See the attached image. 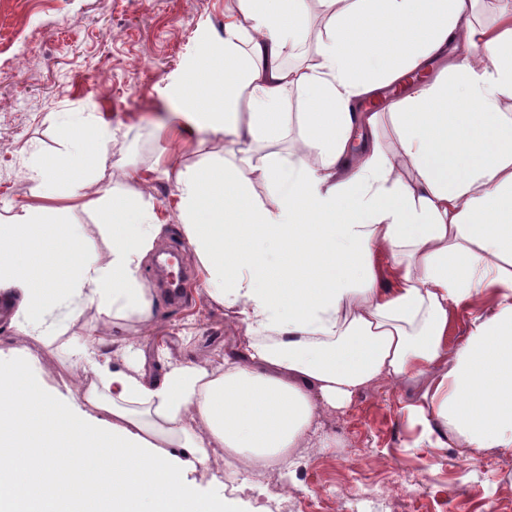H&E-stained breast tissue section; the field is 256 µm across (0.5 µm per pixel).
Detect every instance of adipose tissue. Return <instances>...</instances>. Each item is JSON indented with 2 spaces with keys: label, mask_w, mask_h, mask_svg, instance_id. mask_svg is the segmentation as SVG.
Masks as SVG:
<instances>
[{
  "label": "adipose tissue",
  "mask_w": 512,
  "mask_h": 512,
  "mask_svg": "<svg viewBox=\"0 0 512 512\" xmlns=\"http://www.w3.org/2000/svg\"><path fill=\"white\" fill-rule=\"evenodd\" d=\"M305 2L235 0L222 67L191 80L188 125L237 147L175 175L210 297L244 324L236 349L215 368L159 347L151 376L131 344L90 335L80 387L50 395L18 348L0 368V512H84L89 495L107 512H223L193 479L218 453L286 466L320 407L424 374L406 407L417 446L512 448V7L484 26L476 0H318L325 33L290 67ZM392 86L403 95L385 149L361 104ZM293 87L305 94L294 116ZM292 118L295 158L255 163ZM99 167L92 150L45 159L32 203L0 216V294L23 338L59 335L58 310L75 320L92 306L106 326L154 319L139 271L164 226L124 196L93 205ZM257 181L276 192L255 195ZM93 206L103 257L66 220ZM385 252L397 257L388 288ZM463 307L467 336L452 348Z\"/></svg>",
  "instance_id": "obj_1"
}]
</instances>
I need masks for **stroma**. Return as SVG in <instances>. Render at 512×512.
I'll use <instances>...</instances> for the list:
<instances>
[{
	"label": "stroma",
	"mask_w": 512,
	"mask_h": 512,
	"mask_svg": "<svg viewBox=\"0 0 512 512\" xmlns=\"http://www.w3.org/2000/svg\"><path fill=\"white\" fill-rule=\"evenodd\" d=\"M228 0H0V41L20 40L19 59L0 57V214L31 200V168L60 150L59 133L73 113L108 120L115 132L99 142L104 176L89 179L90 198L105 189L145 200L166 229L140 269L154 291L149 326L112 327L113 338L137 337L151 372H159L153 343L163 337L173 357L221 364L243 326L208 295L204 272L183 234L174 171L222 157L228 144L204 133L185 135L190 70L212 65L210 49L224 35ZM126 168L150 174L146 183L123 177ZM177 249L189 273L184 305L169 304L157 288L155 254ZM86 308L68 329L69 346L30 342L35 378L47 390L74 383L80 336L97 327ZM425 377L384 382L359 391L342 409H323L327 449L300 447L288 470L277 473L282 492L310 512L385 488L388 512H512V449L474 455L459 449L418 448L403 405L415 400Z\"/></svg>",
	"instance_id": "1"
}]
</instances>
